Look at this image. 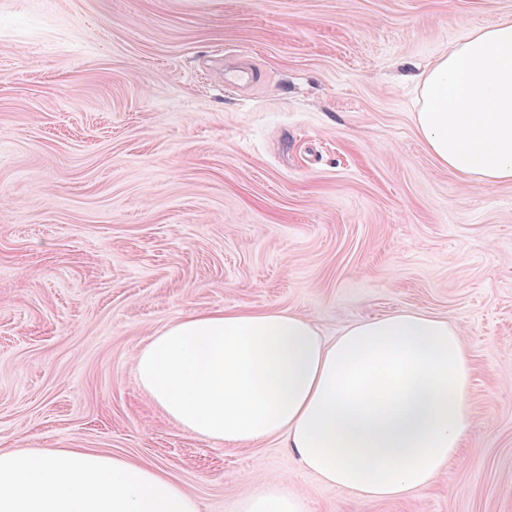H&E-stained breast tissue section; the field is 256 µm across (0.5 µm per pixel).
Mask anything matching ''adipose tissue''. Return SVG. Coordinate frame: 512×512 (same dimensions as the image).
Here are the masks:
<instances>
[{
  "label": "adipose tissue",
  "instance_id": "ef3b65f1",
  "mask_svg": "<svg viewBox=\"0 0 512 512\" xmlns=\"http://www.w3.org/2000/svg\"><path fill=\"white\" fill-rule=\"evenodd\" d=\"M417 129L435 160L512 182V19L476 30L422 74ZM136 379L190 435L239 446L283 438L322 483L386 500L427 487L471 421L457 327L400 311L334 342L287 310L195 312L141 348ZM0 512H198L161 470L85 449L0 448ZM237 512H308L278 478Z\"/></svg>",
  "mask_w": 512,
  "mask_h": 512
}]
</instances>
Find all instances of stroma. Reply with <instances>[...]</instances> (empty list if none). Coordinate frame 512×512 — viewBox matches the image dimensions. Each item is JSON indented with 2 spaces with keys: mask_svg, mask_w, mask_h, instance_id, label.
Listing matches in <instances>:
<instances>
[{
  "mask_svg": "<svg viewBox=\"0 0 512 512\" xmlns=\"http://www.w3.org/2000/svg\"><path fill=\"white\" fill-rule=\"evenodd\" d=\"M512 0H0V448L162 469L199 512L264 480L309 512H512V182L427 151L420 73ZM247 57L257 76L224 83ZM288 310L326 339L456 325L472 418L424 489L322 484L277 437L184 432L135 355L178 319Z\"/></svg>",
  "mask_w": 512,
  "mask_h": 512,
  "instance_id": "1",
  "label": "stroma"
}]
</instances>
